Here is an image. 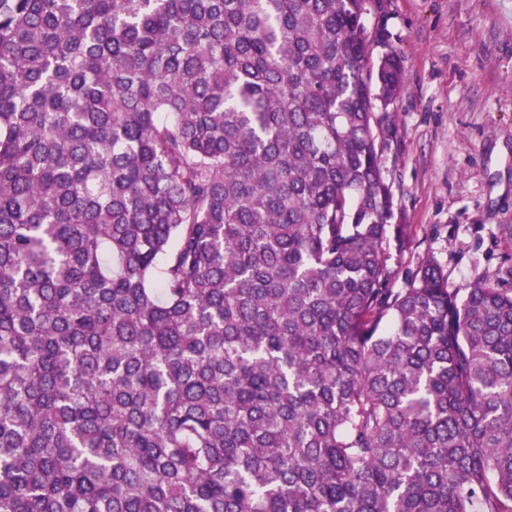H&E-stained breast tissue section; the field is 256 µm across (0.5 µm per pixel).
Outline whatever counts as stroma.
<instances>
[{"instance_id": "obj_1", "label": "stroma", "mask_w": 512, "mask_h": 512, "mask_svg": "<svg viewBox=\"0 0 512 512\" xmlns=\"http://www.w3.org/2000/svg\"><path fill=\"white\" fill-rule=\"evenodd\" d=\"M405 69L397 131L384 154L394 221L396 286L425 260L450 289L512 288V0H381Z\"/></svg>"}]
</instances>
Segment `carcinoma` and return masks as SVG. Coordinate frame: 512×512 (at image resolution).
Returning a JSON list of instances; mask_svg holds the SVG:
<instances>
[{"label":"carcinoma","instance_id":"cac0c4a2","mask_svg":"<svg viewBox=\"0 0 512 512\" xmlns=\"http://www.w3.org/2000/svg\"><path fill=\"white\" fill-rule=\"evenodd\" d=\"M367 12L0 0V512H512V288L393 287Z\"/></svg>","mask_w":512,"mask_h":512}]
</instances>
